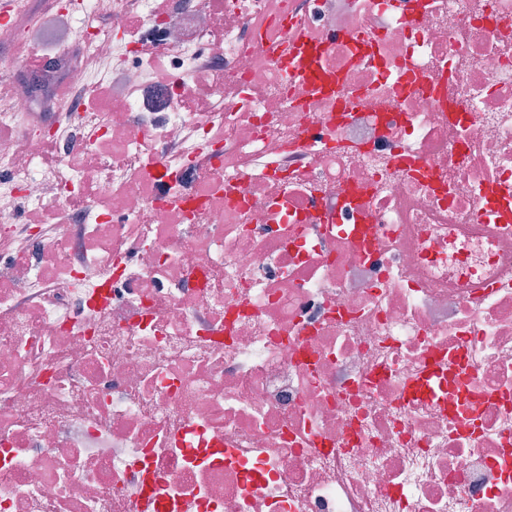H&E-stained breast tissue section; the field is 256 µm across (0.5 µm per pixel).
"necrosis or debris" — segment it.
I'll return each instance as SVG.
<instances>
[{"instance_id": "1", "label": "necrosis or debris", "mask_w": 512, "mask_h": 512, "mask_svg": "<svg viewBox=\"0 0 512 512\" xmlns=\"http://www.w3.org/2000/svg\"><path fill=\"white\" fill-rule=\"evenodd\" d=\"M40 9L108 96L0 142V512H512V0Z\"/></svg>"}]
</instances>
